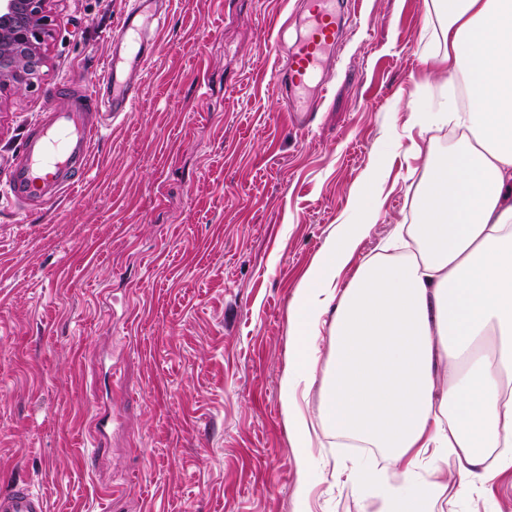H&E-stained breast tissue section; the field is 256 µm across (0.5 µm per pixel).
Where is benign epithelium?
<instances>
[{"instance_id": "obj_1", "label": "benign epithelium", "mask_w": 512, "mask_h": 512, "mask_svg": "<svg viewBox=\"0 0 512 512\" xmlns=\"http://www.w3.org/2000/svg\"><path fill=\"white\" fill-rule=\"evenodd\" d=\"M64 0H0V93L36 90Z\"/></svg>"}]
</instances>
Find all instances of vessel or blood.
<instances>
[{"label":"vessel or blood","instance_id":"1","mask_svg":"<svg viewBox=\"0 0 512 512\" xmlns=\"http://www.w3.org/2000/svg\"><path fill=\"white\" fill-rule=\"evenodd\" d=\"M334 3L309 2L304 35L289 51L283 75L290 92L309 88L319 98L326 92L316 74L336 45ZM152 5L153 0H135L130 20L118 31V42L129 47L140 45V30ZM107 72L113 86L112 112L118 115L132 105L143 67L117 55L108 62ZM67 95V106L50 113L40 130L26 140L21 157L9 170L8 188L15 202L57 200L81 183L99 126L93 119L95 102L86 89L72 85ZM0 512H45L44 500L27 485L18 484L0 492Z\"/></svg>","mask_w":512,"mask_h":512}]
</instances>
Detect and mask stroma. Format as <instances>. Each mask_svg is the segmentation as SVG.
<instances>
[{
    "label": "stroma",
    "mask_w": 512,
    "mask_h": 512,
    "mask_svg": "<svg viewBox=\"0 0 512 512\" xmlns=\"http://www.w3.org/2000/svg\"><path fill=\"white\" fill-rule=\"evenodd\" d=\"M430 0H337L335 68L309 129L276 74L303 0H157L134 105L106 120L84 182L20 205L10 164L74 79L108 111L131 0H64L42 88L0 109V490L46 512H297L279 382L297 288L392 144L381 215L344 278L411 223L447 131L410 110L431 73ZM312 512H377L338 480L381 451L312 450ZM445 512H512V468ZM0 512H45L44 500L26 484L0 492Z\"/></svg>",
    "instance_id": "stroma-1"
}]
</instances>
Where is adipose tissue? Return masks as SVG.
<instances>
[{
	"label": "adipose tissue",
	"instance_id": "obj_1",
	"mask_svg": "<svg viewBox=\"0 0 512 512\" xmlns=\"http://www.w3.org/2000/svg\"><path fill=\"white\" fill-rule=\"evenodd\" d=\"M424 60L443 76L416 122L459 137L429 157L404 236L341 276L380 218L378 169L356 185L347 224L323 246L289 309L280 397L310 512L317 433L379 448L352 466L381 512H443L512 466V0H431ZM328 356H321L320 336ZM319 386L317 420L301 402Z\"/></svg>",
	"mask_w": 512,
	"mask_h": 512
}]
</instances>
